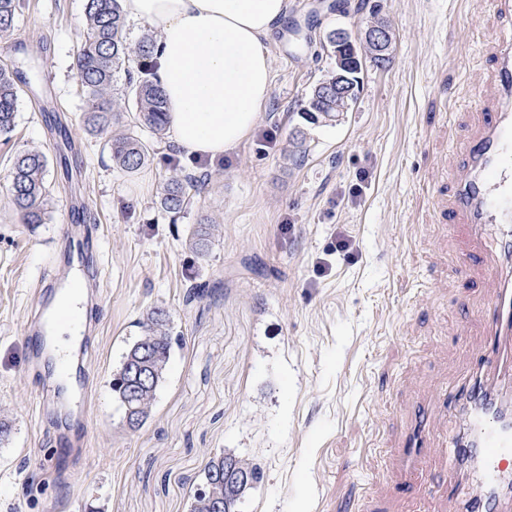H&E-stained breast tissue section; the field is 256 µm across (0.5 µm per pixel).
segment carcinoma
<instances>
[{
  "mask_svg": "<svg viewBox=\"0 0 512 512\" xmlns=\"http://www.w3.org/2000/svg\"><path fill=\"white\" fill-rule=\"evenodd\" d=\"M21 0H0V44L11 36ZM86 26L83 47L77 60V71L83 92L90 107L85 125L91 133L104 131L114 116L108 90L115 75H128L129 96L135 112V124L161 133L167 124V104L161 87L151 72L150 57L154 44L143 39L132 46L127 42L126 18L121 0H86ZM336 65L351 72L361 68L357 46L343 47L336 43L335 32L327 36ZM18 71L0 67V136L9 135L15 127L18 111ZM354 98H331L320 108L317 92H312L307 111L320 112L329 121L346 111ZM113 163L121 170L133 173L139 170L153 153L152 144L134 132L108 142ZM48 158L33 151H20L13 160L11 172V200L24 224H43L46 220L47 193L45 175ZM161 208L178 215L189 199L180 179H170L163 186L159 199ZM172 327L169 315L157 309L142 324V333L124 356L122 365L112 379V391L124 409L127 425L140 428L149 416L156 392L162 385L171 357ZM147 372L151 385L135 387L134 376ZM263 479L261 468L231 453L213 457L205 471L204 480L189 505V512H214L213 503L224 500V512H239V505Z\"/></svg>",
  "mask_w": 512,
  "mask_h": 512,
  "instance_id": "carcinoma-1",
  "label": "carcinoma"
}]
</instances>
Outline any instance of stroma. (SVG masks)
I'll return each mask as SVG.
<instances>
[{"label": "stroma", "instance_id": "1", "mask_svg": "<svg viewBox=\"0 0 512 512\" xmlns=\"http://www.w3.org/2000/svg\"><path fill=\"white\" fill-rule=\"evenodd\" d=\"M369 2L340 12L336 0H291L267 43L262 122L211 161L135 129L122 73L109 92L119 121L87 134L75 67L84 0H21L0 49V63L25 77L16 127L0 136V418L12 425L0 445V512H188L222 452L264 473L240 512H459L458 498L397 493L393 447L415 402L461 382L486 339L482 307L499 269L458 276L469 238L444 217L443 181L496 92L499 19L486 0ZM377 21L393 31L388 63L363 54L357 98L338 120L308 113L335 69L328 32L356 36ZM134 129L154 153L129 174L105 143ZM22 150L49 161L42 224L21 223L10 199ZM187 175L206 188L174 220L159 196ZM73 203L100 242L88 256L100 302L77 464L55 452L68 400L27 360L24 334L41 282L67 264ZM201 224L209 244L199 254L189 238ZM194 283L208 292L191 301ZM156 308L180 342L133 430L110 381Z\"/></svg>", "mask_w": 512, "mask_h": 512}]
</instances>
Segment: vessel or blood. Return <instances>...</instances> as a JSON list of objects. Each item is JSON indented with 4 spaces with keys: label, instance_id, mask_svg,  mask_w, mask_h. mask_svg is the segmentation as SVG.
<instances>
[{
    "label": "vessel or blood",
    "instance_id": "1",
    "mask_svg": "<svg viewBox=\"0 0 512 512\" xmlns=\"http://www.w3.org/2000/svg\"><path fill=\"white\" fill-rule=\"evenodd\" d=\"M492 4L500 16L498 98L491 119L462 149L448 217L466 225L476 241L495 228L492 257L506 271L483 309L487 340L476 355L472 383L458 398L448 400L437 392L417 403L397 443V489L414 492L421 480L429 495H437L441 483L425 471L438 449L431 412L451 407L466 415L467 437L452 439L445 462L447 473L470 480L473 487L464 512H480L490 490L497 493L493 512H512V417L494 407L502 390L512 387V0Z\"/></svg>",
    "mask_w": 512,
    "mask_h": 512
}]
</instances>
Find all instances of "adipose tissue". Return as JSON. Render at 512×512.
I'll return each instance as SVG.
<instances>
[{
  "mask_svg": "<svg viewBox=\"0 0 512 512\" xmlns=\"http://www.w3.org/2000/svg\"><path fill=\"white\" fill-rule=\"evenodd\" d=\"M289 0H123L157 35L152 62L168 135L184 154L232 152L259 125L273 83L266 42Z\"/></svg>",
  "mask_w": 512,
  "mask_h": 512,
  "instance_id": "ef3b65f1",
  "label": "adipose tissue"
}]
</instances>
